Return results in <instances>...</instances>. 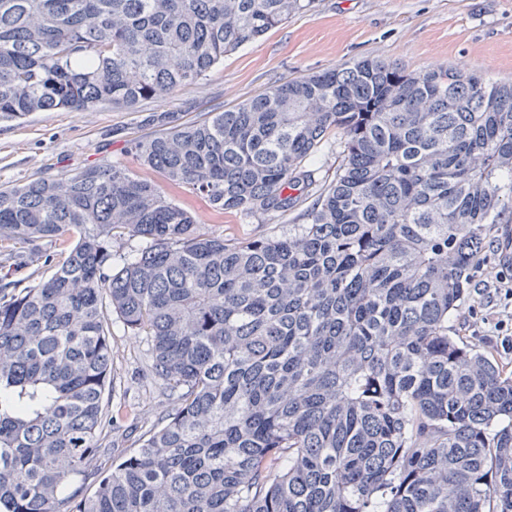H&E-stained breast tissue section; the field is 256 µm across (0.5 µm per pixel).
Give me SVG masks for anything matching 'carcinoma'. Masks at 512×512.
<instances>
[{
    "label": "carcinoma",
    "mask_w": 512,
    "mask_h": 512,
    "mask_svg": "<svg viewBox=\"0 0 512 512\" xmlns=\"http://www.w3.org/2000/svg\"><path fill=\"white\" fill-rule=\"evenodd\" d=\"M313 2L0 0V120L134 110ZM146 124L140 175L0 188V244L64 253L0 278V512H512V368L464 333L512 224V82L364 58ZM167 186L219 215L311 204L228 242ZM125 234L144 246L118 262ZM114 317L173 400L129 454L106 443L134 415L105 401ZM16 251H20L21 262L2 268L0 275L8 272V278L21 282L22 286L37 284L41 279L50 274L53 266L61 257L54 244L44 242L38 251L31 250L28 245H14Z\"/></svg>",
    "instance_id": "carcinoma-1"
}]
</instances>
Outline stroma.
Returning a JSON list of instances; mask_svg holds the SVG:
<instances>
[{
  "label": "stroma",
  "mask_w": 512,
  "mask_h": 512,
  "mask_svg": "<svg viewBox=\"0 0 512 512\" xmlns=\"http://www.w3.org/2000/svg\"><path fill=\"white\" fill-rule=\"evenodd\" d=\"M364 57L397 63L410 71L459 66L497 81H512V0H314L311 11L289 18L260 41L226 55L205 79L138 110L109 106L84 111L35 112L21 121H0V187L72 171L102 161L133 166L126 140L153 136L145 123L153 111L202 120L264 92L273 85ZM169 196L194 216L201 232L236 241L280 231L293 215L261 221L216 214L199 195L184 188ZM21 260L8 266L10 280L34 285L58 260L54 244L38 250L20 246ZM512 280V251L492 253L491 268L476 281L474 308L466 319L471 342L493 345L512 361V296L501 282ZM145 337L112 327L115 396L137 417L113 431L116 448L134 451L172 403L146 373Z\"/></svg>",
  "instance_id": "stroma-1"
}]
</instances>
